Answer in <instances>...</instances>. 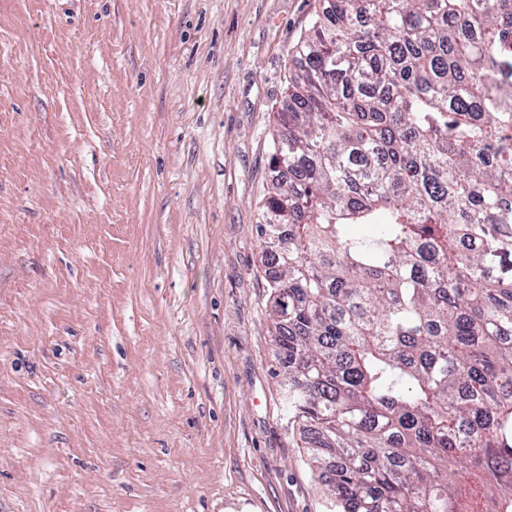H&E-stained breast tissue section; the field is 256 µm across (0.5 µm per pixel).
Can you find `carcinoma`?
<instances>
[{
    "label": "carcinoma",
    "mask_w": 512,
    "mask_h": 512,
    "mask_svg": "<svg viewBox=\"0 0 512 512\" xmlns=\"http://www.w3.org/2000/svg\"><path fill=\"white\" fill-rule=\"evenodd\" d=\"M256 232L338 512H512V0H322Z\"/></svg>",
    "instance_id": "carcinoma-1"
}]
</instances>
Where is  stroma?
I'll return each mask as SVG.
<instances>
[{
    "label": "stroma",
    "instance_id": "stroma-1",
    "mask_svg": "<svg viewBox=\"0 0 512 512\" xmlns=\"http://www.w3.org/2000/svg\"><path fill=\"white\" fill-rule=\"evenodd\" d=\"M319 0H0V512H328L256 233Z\"/></svg>",
    "mask_w": 512,
    "mask_h": 512
}]
</instances>
